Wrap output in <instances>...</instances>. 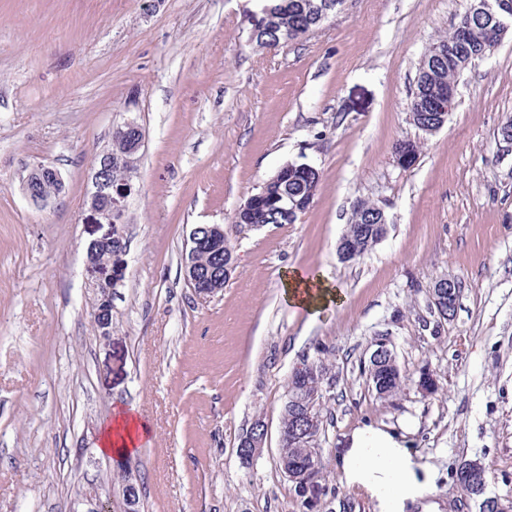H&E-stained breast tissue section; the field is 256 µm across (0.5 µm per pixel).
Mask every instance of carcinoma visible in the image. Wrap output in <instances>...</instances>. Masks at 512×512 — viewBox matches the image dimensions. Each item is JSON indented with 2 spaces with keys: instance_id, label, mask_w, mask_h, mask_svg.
I'll use <instances>...</instances> for the list:
<instances>
[{
  "instance_id": "1",
  "label": "carcinoma",
  "mask_w": 512,
  "mask_h": 512,
  "mask_svg": "<svg viewBox=\"0 0 512 512\" xmlns=\"http://www.w3.org/2000/svg\"><path fill=\"white\" fill-rule=\"evenodd\" d=\"M344 0H264L263 9L268 20L265 28H255L254 22H249V39L257 44L262 39L274 38L279 44L295 41L313 29L319 27L328 18L336 14ZM440 52L443 60L435 65L424 68L419 65L417 79L411 93L410 114L414 125L421 131L438 121L433 103L436 94L448 87V84L458 80L460 74L473 62L490 54V49L483 44L479 37L461 45L458 43L455 31L438 38L427 49V53ZM131 148L130 139L112 132V186L132 189L133 175L128 173L120 159ZM319 183L317 170H304L297 164L291 169H280L271 176L260 190L249 197L243 206L234 214V224H293L300 214L304 213L313 202ZM301 201L303 206L291 213L285 209L292 206V201ZM387 217L381 206L368 201L358 200L353 204L350 222L346 232L355 234V244L349 251L344 263H356L371 250L380 240L381 234L387 233L388 224L380 223ZM126 247L124 223L112 225V241L101 245L93 255L92 261L100 266L109 263L111 256L118 248ZM231 245L227 237L219 234L203 240L194 255L198 268L209 270L215 266L227 263L228 250ZM327 351L320 349L317 357L311 360L324 375L311 376L307 379L291 380L287 385V396L303 394L312 391L318 385H325L334 379L331 364L326 359ZM361 373L370 377L373 390H382L380 399H391L403 388L404 379L400 369L391 365L388 358L362 366ZM300 429V419L294 409L283 403L280 413V448L278 449V465L288 464L298 470L304 468L312 458V444L299 439L296 432ZM121 478L124 482L123 492H129L135 498L136 512H142L138 479L132 476V470L121 468Z\"/></svg>"
}]
</instances>
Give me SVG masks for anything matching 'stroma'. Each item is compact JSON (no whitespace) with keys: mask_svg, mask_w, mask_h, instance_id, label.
Returning <instances> with one entry per match:
<instances>
[{"mask_svg":"<svg viewBox=\"0 0 512 512\" xmlns=\"http://www.w3.org/2000/svg\"><path fill=\"white\" fill-rule=\"evenodd\" d=\"M255 0H0V512H84L121 503L105 423L133 409L150 435L131 455L144 512H299L281 472L280 412L294 366L326 349L324 476L316 512H380L344 466L373 428L403 447L431 495L403 512H479L456 485L481 461L486 494L512 501V31L458 79L443 127L412 122L410 94L432 41L470 0H345L320 28L260 49ZM135 120L146 139L126 202L127 249L112 327L94 320L103 276L89 245L112 227L85 196L96 153ZM419 142L401 168L394 149ZM320 182L292 224L233 225L279 168ZM58 169L64 189L30 201L24 177ZM382 206L387 235L358 263L337 245L356 200ZM197 224H221L236 269L199 297L183 256ZM324 275L342 305L289 306L281 277ZM461 288L439 320L435 279ZM389 333L405 378L378 399L361 373ZM434 394L419 392L422 370ZM264 417L263 454L240 463ZM268 438V423L255 420L240 436L236 453L243 463L253 461L262 455Z\"/></svg>","mask_w":512,"mask_h":512,"instance_id":"obj_1","label":"stroma"}]
</instances>
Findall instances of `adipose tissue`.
<instances>
[{
    "mask_svg": "<svg viewBox=\"0 0 512 512\" xmlns=\"http://www.w3.org/2000/svg\"><path fill=\"white\" fill-rule=\"evenodd\" d=\"M282 288L289 305L310 312L339 300L338 291L321 276L306 275L296 269L283 275ZM147 432L146 424L133 415L116 416L112 424L102 429V451L118 457L130 455ZM345 469L380 501L383 512H398L402 501L421 498L430 492L428 485L418 481L393 438L377 432L359 437Z\"/></svg>",
    "mask_w": 512,
    "mask_h": 512,
    "instance_id": "adipose-tissue-1",
    "label": "adipose tissue"
}]
</instances>
